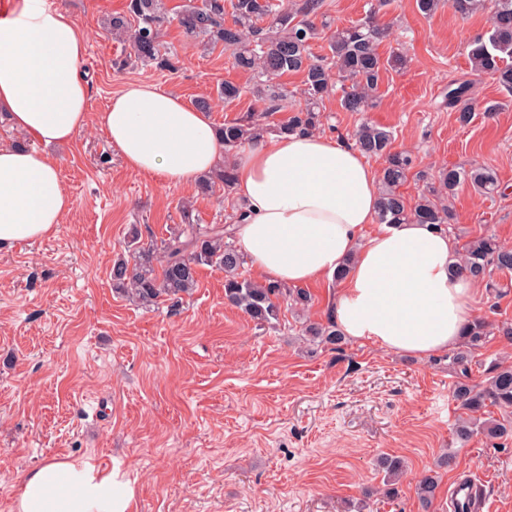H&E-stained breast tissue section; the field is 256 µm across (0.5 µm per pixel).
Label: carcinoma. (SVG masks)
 Returning <instances> with one entry per match:
<instances>
[{
  "label": "carcinoma",
  "instance_id": "obj_1",
  "mask_svg": "<svg viewBox=\"0 0 512 512\" xmlns=\"http://www.w3.org/2000/svg\"><path fill=\"white\" fill-rule=\"evenodd\" d=\"M233 21L224 22V0H187L176 12V20L185 35L208 50L218 45L231 52L233 64L252 74L253 94L264 105V113L279 112L288 99V90L275 84L274 79L285 73L303 74L301 95L304 105L292 110L284 122L277 124L279 134L312 133L322 121L324 97L341 91V106L348 112H365L377 92L384 69H401L406 59L393 54L384 59L378 46L387 37L386 28L369 14L357 23L333 28L334 21L322 12V0H299L288 7L283 0H230ZM460 16L489 14L486 35L468 43L471 67L478 73L493 74L499 86L512 92V0H449ZM169 22V10L164 0H129L127 13L110 20L112 32L125 37L129 54L118 66L143 64L161 71L176 69L174 55L162 51V29ZM326 40L328 52L311 55L315 42ZM468 85L461 83L448 89V107L458 112V120L471 122L473 97ZM241 87L224 82L217 88V98L230 106L241 98ZM261 119L248 117L224 123L219 134L226 150L264 135ZM356 146L368 157L384 161L380 172V224H403L417 220L451 228L452 212L441 197H453L464 183L478 193L492 197L499 184L493 171L484 167L468 170L454 167L442 171L438 184L426 183L415 205L408 204L399 188L414 168L409 153L393 150L392 131L368 121L355 133ZM235 169L228 165L215 175L202 180L199 190L213 194L220 187L233 189ZM130 259L116 261L112 267V287L128 300L151 307L162 300L179 301L192 293L198 282V270L203 266L224 271V299L241 309L258 326H274L280 322L282 306L304 312L313 304L311 293L303 288H286L277 283H255L242 275L246 263L244 254L224 240V230H204L196 224H186L180 234L169 238L162 247L141 243V234L133 231L127 245ZM458 271L484 281L495 272H512V246L501 243L491 234L478 235L461 247ZM309 340L324 345H341L345 336L334 319L327 323L309 322L303 329ZM499 335L512 342V322L493 324L484 319L468 323L459 346L450 356L451 364L467 376L473 353L487 343L490 336ZM454 399L463 415L454 427L456 439L466 443L475 435L489 441L512 437V363L494 358L486 368V378L480 384L459 381ZM496 408L500 417L492 415ZM378 466L387 473L385 494H398L397 480L401 462L383 457ZM439 487V476L422 475L416 484V494L423 509L431 507Z\"/></svg>",
  "mask_w": 512,
  "mask_h": 512
}]
</instances>
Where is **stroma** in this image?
Masks as SVG:
<instances>
[{"label":"stroma","mask_w":512,"mask_h":512,"mask_svg":"<svg viewBox=\"0 0 512 512\" xmlns=\"http://www.w3.org/2000/svg\"><path fill=\"white\" fill-rule=\"evenodd\" d=\"M87 45L90 113L104 111L128 83L148 82L187 103L242 87L235 105L211 111L215 126L256 103L249 73L222 48L203 52L177 22L164 41L175 71L117 68L123 44L108 26L127 0H53ZM377 21L390 35L381 56L403 51L406 68L383 72L368 112L323 103L321 133L352 142L362 121L392 131L395 151L437 181L448 166L492 170L500 191L458 188L456 244L492 234L512 245V93L472 70L468 43L489 27L486 14L461 19L448 4L422 14L416 0H387ZM469 84L474 118L460 125L448 88ZM73 208L57 232L0 250V512H14L24 476L45 459L120 460L136 481L132 512H343L367 499L369 512H422L415 494L431 470L441 480L434 512L448 492L475 480L491 512H512V441L457 443L458 374L447 354L388 352L357 340L342 349L310 342L303 320L326 322L328 288L311 286L305 318L283 312L259 328L224 300V273L201 267L181 302L145 309L112 290V262L126 255L128 232L143 241L178 234L185 222L228 227L235 195L167 186L128 170L96 126L53 147ZM192 201L191 216L182 204ZM494 292L480 286L473 314L512 321V273ZM455 456L440 466L444 452ZM404 463L397 496L381 494L380 456Z\"/></svg>","instance_id":"1"}]
</instances>
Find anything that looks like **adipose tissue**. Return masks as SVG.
I'll return each instance as SVG.
<instances>
[{
    "label": "adipose tissue",
    "instance_id": "ef3b65f1",
    "mask_svg": "<svg viewBox=\"0 0 512 512\" xmlns=\"http://www.w3.org/2000/svg\"><path fill=\"white\" fill-rule=\"evenodd\" d=\"M86 44L46 0H9L0 12V112L34 148H0V250L52 236L73 199L50 146L89 123L130 170L191 187L224 158L209 112L147 83H131L97 115L81 72ZM236 163L245 212L235 234L265 282L302 286L346 276L332 302L347 336L417 356L448 351L471 317L477 282L456 273L455 242L433 224H379V177L353 145L316 134L260 137ZM377 224L374 233L365 227ZM120 462L50 460L30 473L15 512H130Z\"/></svg>",
    "mask_w": 512,
    "mask_h": 512
}]
</instances>
